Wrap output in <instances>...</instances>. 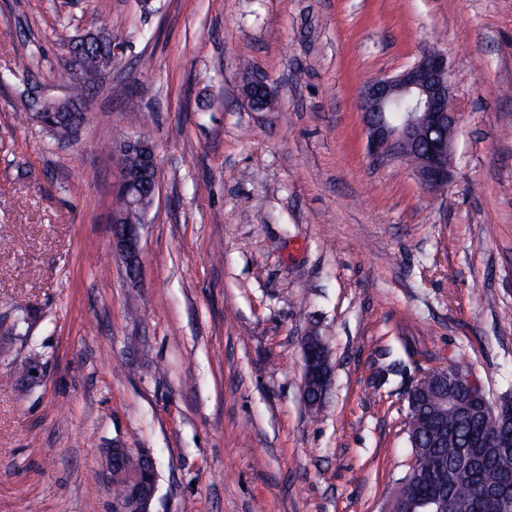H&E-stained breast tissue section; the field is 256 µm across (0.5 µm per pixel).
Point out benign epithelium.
<instances>
[{
  "label": "benign epithelium",
  "instance_id": "7a95c632",
  "mask_svg": "<svg viewBox=\"0 0 512 512\" xmlns=\"http://www.w3.org/2000/svg\"><path fill=\"white\" fill-rule=\"evenodd\" d=\"M67 67L71 81L92 86L112 69V60L106 59L98 68L89 69L72 51ZM28 98L37 123L64 136L72 134L68 117L64 116L70 107L69 100L47 99L35 89L28 92ZM275 98L277 94L266 76L253 70L243 74L241 100L250 111H274ZM361 107L372 154H397L410 159L419 180L431 191L448 186L458 112L451 95L446 54L429 49L403 72L369 80L361 92ZM394 108L402 111L397 123L386 118ZM120 154L121 176L117 195L123 198L128 209L112 211L113 241L123 259L127 277L135 282L141 267L140 231L145 214L156 197L157 178H152L154 184L148 194L143 192L142 183L146 174L157 172V154L153 142L138 136L122 140ZM302 346L304 392L308 404L317 406L330 385L329 356L322 338L315 334L304 337ZM436 375L440 376L442 384L452 381L470 402L482 405L494 420H512V403H490L479 379L455 366L438 369L420 378L409 390L408 397L423 390ZM447 420L446 403L430 416L429 430L440 441L445 437Z\"/></svg>",
  "mask_w": 512,
  "mask_h": 512
}]
</instances>
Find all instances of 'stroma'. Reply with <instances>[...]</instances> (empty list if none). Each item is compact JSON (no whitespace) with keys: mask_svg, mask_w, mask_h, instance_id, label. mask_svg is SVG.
I'll list each match as a JSON object with an SVG mask.
<instances>
[{"mask_svg":"<svg viewBox=\"0 0 512 512\" xmlns=\"http://www.w3.org/2000/svg\"><path fill=\"white\" fill-rule=\"evenodd\" d=\"M123 48L71 138V38ZM448 56L455 168L430 192L374 159L366 81ZM249 62L281 109L239 96ZM158 195L131 283L112 244L119 142ZM0 512H112L105 448H146L153 512H378L410 470L407 393L512 389V0H0ZM331 385L303 395L306 335ZM32 360L37 374L14 366ZM31 106L34 109V118L42 127H48L64 136L72 133L68 123V115L61 117L69 107L68 99L51 100L41 96L37 90L31 89L27 94ZM434 375H439L441 377V386H444V383L448 381L449 376L452 383L467 395L470 402L482 405V407L487 411V414L495 421L510 419L512 421V405L509 401H501L497 404L490 403L479 379L469 371H465L455 366L438 369L417 380L408 393V403L410 406L413 403L412 397L419 391L423 390L430 383Z\"/></svg>","mask_w":512,"mask_h":512,"instance_id":"stroma-1","label":"stroma"}]
</instances>
